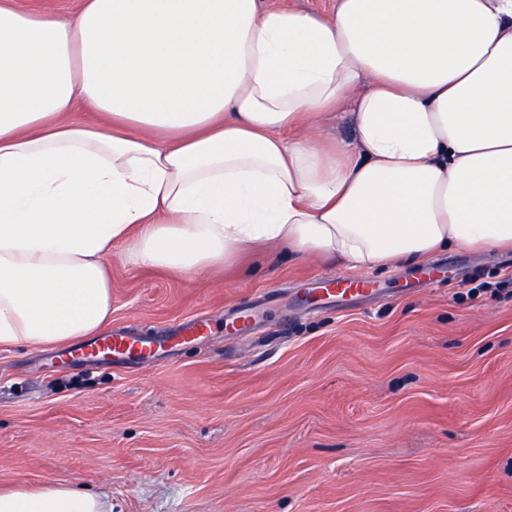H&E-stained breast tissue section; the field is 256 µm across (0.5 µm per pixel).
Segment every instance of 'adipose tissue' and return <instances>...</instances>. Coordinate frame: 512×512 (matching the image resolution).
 Listing matches in <instances>:
<instances>
[{
    "instance_id": "adipose-tissue-1",
    "label": "adipose tissue",
    "mask_w": 512,
    "mask_h": 512,
    "mask_svg": "<svg viewBox=\"0 0 512 512\" xmlns=\"http://www.w3.org/2000/svg\"><path fill=\"white\" fill-rule=\"evenodd\" d=\"M340 112L352 142L305 135ZM118 242L178 274L512 249V0H0V347L106 328ZM0 512L108 510L55 480Z\"/></svg>"
}]
</instances>
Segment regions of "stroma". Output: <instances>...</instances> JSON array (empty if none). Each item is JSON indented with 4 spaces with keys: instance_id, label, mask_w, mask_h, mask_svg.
Returning <instances> with one entry per match:
<instances>
[{
    "instance_id": "stroma-1",
    "label": "stroma",
    "mask_w": 512,
    "mask_h": 512,
    "mask_svg": "<svg viewBox=\"0 0 512 512\" xmlns=\"http://www.w3.org/2000/svg\"><path fill=\"white\" fill-rule=\"evenodd\" d=\"M125 251L110 330L205 333L142 363L0 348V487L64 480L112 512H512L511 251L438 254L437 281L279 246L184 275ZM336 277L376 291L306 303Z\"/></svg>"
}]
</instances>
